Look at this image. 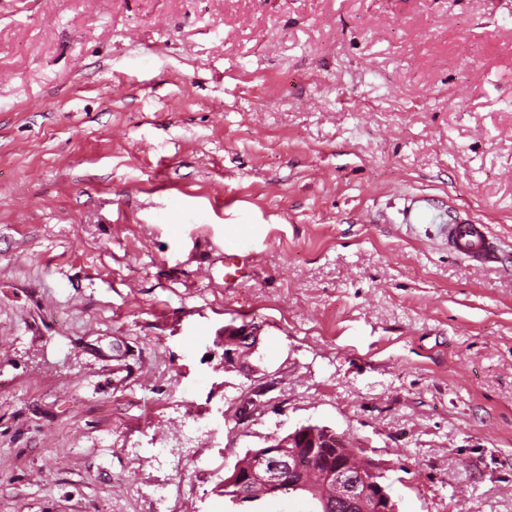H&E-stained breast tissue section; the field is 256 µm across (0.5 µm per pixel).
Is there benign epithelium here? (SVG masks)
<instances>
[{"label":"benign epithelium","mask_w":512,"mask_h":512,"mask_svg":"<svg viewBox=\"0 0 512 512\" xmlns=\"http://www.w3.org/2000/svg\"><path fill=\"white\" fill-rule=\"evenodd\" d=\"M257 338L258 329L252 324L224 326V370L250 375L252 367L245 357L257 349ZM297 448L307 450L325 493L343 512H397L378 464L367 457L354 459L344 447L342 435L311 424L270 438L266 446L248 452L244 461L235 465L224 483V488L235 491V504L273 497L286 483L308 487Z\"/></svg>","instance_id":"obj_1"}]
</instances>
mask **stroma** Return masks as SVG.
<instances>
[{
    "label": "stroma",
    "mask_w": 512,
    "mask_h": 512,
    "mask_svg": "<svg viewBox=\"0 0 512 512\" xmlns=\"http://www.w3.org/2000/svg\"><path fill=\"white\" fill-rule=\"evenodd\" d=\"M308 424L512 512V0H0V512H230ZM448 245L478 265L497 262V248L484 224L471 218H459L448 225ZM253 338L256 342L251 344ZM258 341V329L253 324L225 325L221 343L224 347V370L250 375L253 370L245 357L257 349Z\"/></svg>",
    "instance_id": "1"
}]
</instances>
